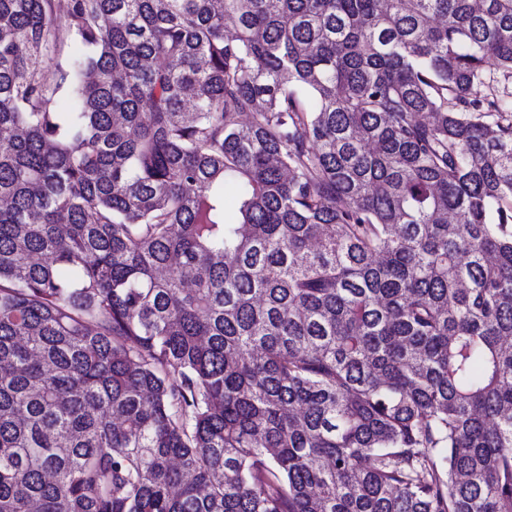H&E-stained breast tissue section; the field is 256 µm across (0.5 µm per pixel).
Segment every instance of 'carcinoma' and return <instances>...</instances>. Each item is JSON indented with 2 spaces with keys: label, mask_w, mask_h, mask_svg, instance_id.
Segmentation results:
<instances>
[{
  "label": "carcinoma",
  "mask_w": 512,
  "mask_h": 512,
  "mask_svg": "<svg viewBox=\"0 0 512 512\" xmlns=\"http://www.w3.org/2000/svg\"><path fill=\"white\" fill-rule=\"evenodd\" d=\"M510 83L512 0H0V512H512Z\"/></svg>",
  "instance_id": "carcinoma-1"
}]
</instances>
